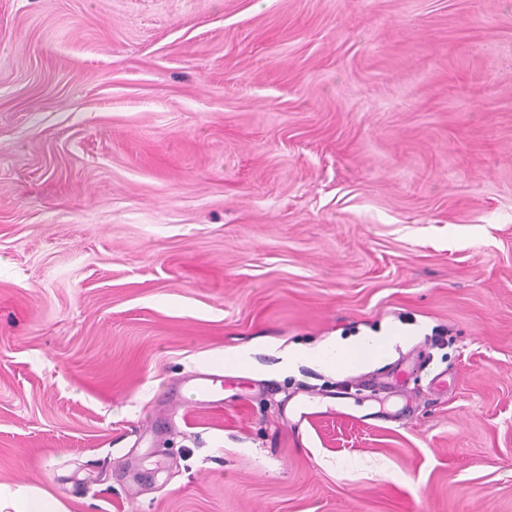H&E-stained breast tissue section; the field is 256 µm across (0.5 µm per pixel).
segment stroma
Wrapping results in <instances>:
<instances>
[{
	"label": "stroma",
	"instance_id": "stroma-1",
	"mask_svg": "<svg viewBox=\"0 0 512 512\" xmlns=\"http://www.w3.org/2000/svg\"><path fill=\"white\" fill-rule=\"evenodd\" d=\"M1 484L512 512V0H0ZM397 336L388 334L386 336H364L356 340L353 344L345 347H336V355L347 353L351 349H362L366 350L363 353V358L355 360H344L342 367H347L355 363H361L372 358H381L388 354L393 344L396 342ZM194 404L197 407L208 406L220 401L224 390V376L217 373H197L190 379Z\"/></svg>",
	"mask_w": 512,
	"mask_h": 512
}]
</instances>
